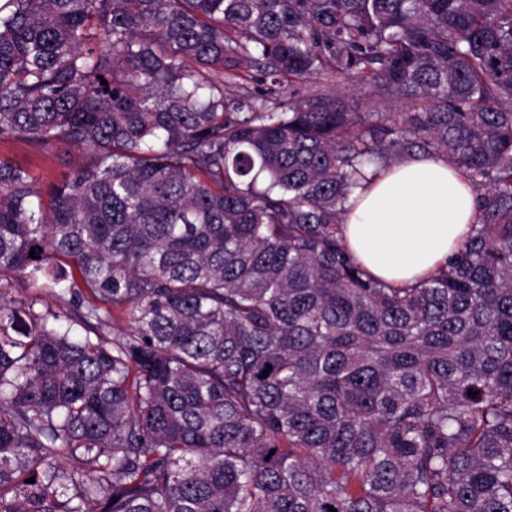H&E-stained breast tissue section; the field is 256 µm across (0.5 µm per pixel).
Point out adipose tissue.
Wrapping results in <instances>:
<instances>
[{"label":"adipose tissue","mask_w":512,"mask_h":512,"mask_svg":"<svg viewBox=\"0 0 512 512\" xmlns=\"http://www.w3.org/2000/svg\"><path fill=\"white\" fill-rule=\"evenodd\" d=\"M476 193L439 157L405 159L352 196L343 237L357 261L395 286L427 279L456 252L474 220Z\"/></svg>","instance_id":"1"}]
</instances>
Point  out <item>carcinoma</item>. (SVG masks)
Listing matches in <instances>:
<instances>
[{
	"mask_svg": "<svg viewBox=\"0 0 512 512\" xmlns=\"http://www.w3.org/2000/svg\"><path fill=\"white\" fill-rule=\"evenodd\" d=\"M0 143L90 152L0 157V512H512V0H0ZM419 155L478 209L394 288L342 214ZM0 156L10 157L29 168L37 178V185L47 191L51 184L61 180L64 173H73L83 166L89 152L84 147L58 146L52 153H42L23 143H0Z\"/></svg>",
	"mask_w": 512,
	"mask_h": 512,
	"instance_id": "carcinoma-1",
	"label": "carcinoma"
}]
</instances>
